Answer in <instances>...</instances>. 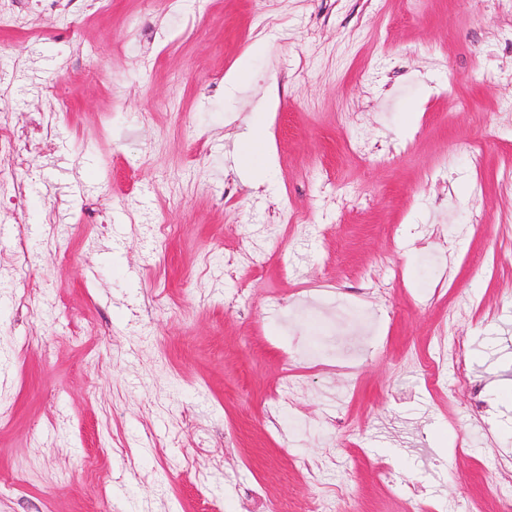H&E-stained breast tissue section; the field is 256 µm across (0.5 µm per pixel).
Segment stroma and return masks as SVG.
Returning <instances> with one entry per match:
<instances>
[{
	"label": "stroma",
	"instance_id": "obj_1",
	"mask_svg": "<svg viewBox=\"0 0 512 512\" xmlns=\"http://www.w3.org/2000/svg\"><path fill=\"white\" fill-rule=\"evenodd\" d=\"M0 16V512H503L512 0ZM263 112L254 114L249 132L236 144V160L247 169L267 164L269 149Z\"/></svg>",
	"mask_w": 512,
	"mask_h": 512
}]
</instances>
